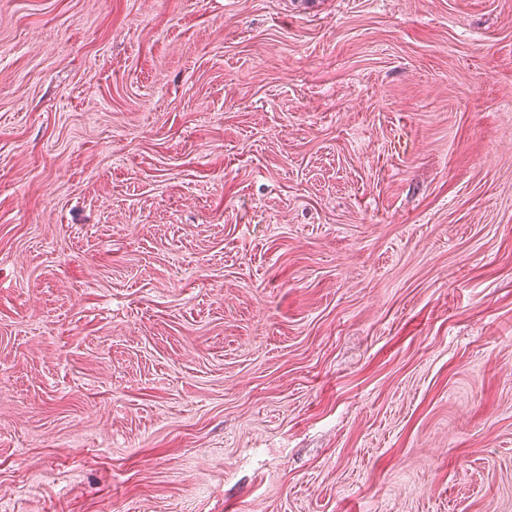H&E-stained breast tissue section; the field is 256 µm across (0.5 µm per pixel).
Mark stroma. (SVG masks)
Instances as JSON below:
<instances>
[{"mask_svg":"<svg viewBox=\"0 0 512 512\" xmlns=\"http://www.w3.org/2000/svg\"><path fill=\"white\" fill-rule=\"evenodd\" d=\"M0 512H512V0H0Z\"/></svg>","mask_w":512,"mask_h":512,"instance_id":"stroma-1","label":"stroma"}]
</instances>
